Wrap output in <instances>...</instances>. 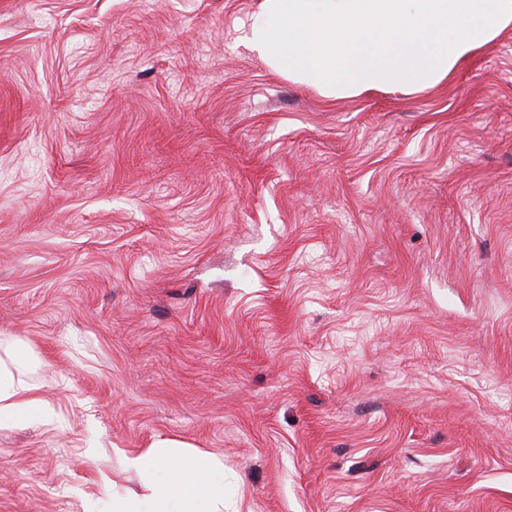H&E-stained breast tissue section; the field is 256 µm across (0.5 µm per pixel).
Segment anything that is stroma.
<instances>
[{
    "label": "stroma",
    "instance_id": "1",
    "mask_svg": "<svg viewBox=\"0 0 512 512\" xmlns=\"http://www.w3.org/2000/svg\"><path fill=\"white\" fill-rule=\"evenodd\" d=\"M260 2L0 0V343L56 416L0 427V512L163 438L224 512H512V30L329 101Z\"/></svg>",
    "mask_w": 512,
    "mask_h": 512
}]
</instances>
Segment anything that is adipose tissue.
Here are the masks:
<instances>
[{"label": "adipose tissue", "mask_w": 512, "mask_h": 512, "mask_svg": "<svg viewBox=\"0 0 512 512\" xmlns=\"http://www.w3.org/2000/svg\"><path fill=\"white\" fill-rule=\"evenodd\" d=\"M511 29L512 0H261L245 43L274 73L336 100L425 92ZM53 418L22 370H0L1 424ZM122 463L162 482L113 494L112 512H224L222 468L205 455L164 440Z\"/></svg>", "instance_id": "obj_1"}]
</instances>
